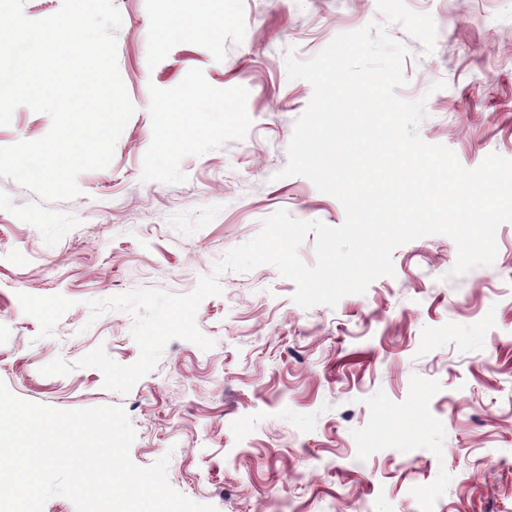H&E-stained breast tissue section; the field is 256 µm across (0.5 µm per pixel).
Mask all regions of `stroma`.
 Wrapping results in <instances>:
<instances>
[{"mask_svg": "<svg viewBox=\"0 0 512 512\" xmlns=\"http://www.w3.org/2000/svg\"><path fill=\"white\" fill-rule=\"evenodd\" d=\"M117 64L135 112L103 169L79 175L55 210L80 220L56 245L0 210V381L61 410L122 407L131 460L170 455V485L216 512H512V222L497 257L451 277L457 246L431 234L398 247L394 276L335 307L298 306L271 265L227 271L196 313L204 350L170 341L125 395L76 362L97 346L122 365L139 348L132 318L91 319L89 301L149 287L192 293L278 211L341 226L345 212L302 176H284L312 85L289 80L288 48L318 54L379 19L377 0H212L219 38L168 40V0H114ZM437 27L433 53L398 24L409 51L404 100L418 127L468 169L512 159V0H406ZM178 116L202 128L176 152ZM17 107L0 147L47 134ZM72 363L64 376L41 369Z\"/></svg>", "mask_w": 512, "mask_h": 512, "instance_id": "35a3bbf8", "label": "stroma"}]
</instances>
